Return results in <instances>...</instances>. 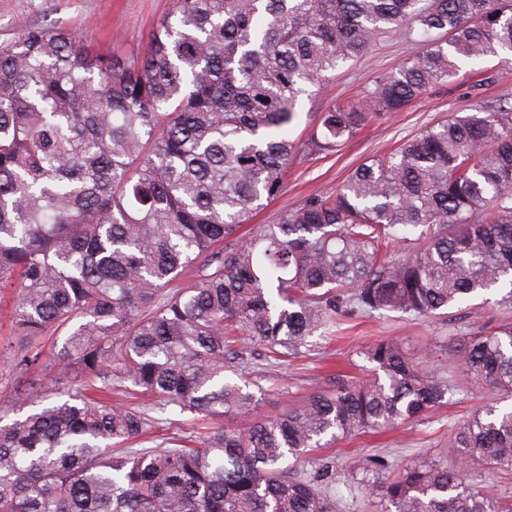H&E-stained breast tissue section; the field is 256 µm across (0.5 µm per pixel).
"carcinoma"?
<instances>
[{
	"mask_svg": "<svg viewBox=\"0 0 512 512\" xmlns=\"http://www.w3.org/2000/svg\"><path fill=\"white\" fill-rule=\"evenodd\" d=\"M393 37L420 51L292 136L303 97ZM509 53L512 0H173L143 51L38 26L0 47V293L19 339L0 375L61 341L50 402L0 418V512H336L333 463L298 475L311 452L416 421L465 384L511 398L512 322L460 338L456 382L432 348L380 340L367 377L273 418L239 372L338 317H431L491 290L512 306V106L453 114L245 228L292 167ZM170 406L206 422L196 446L123 447ZM477 469H512V405L458 425L448 464L400 471L383 512H512L471 488Z\"/></svg>",
	"mask_w": 512,
	"mask_h": 512,
	"instance_id": "1",
	"label": "carcinoma"
}]
</instances>
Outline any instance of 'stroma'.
Segmentation results:
<instances>
[{
	"mask_svg": "<svg viewBox=\"0 0 512 512\" xmlns=\"http://www.w3.org/2000/svg\"><path fill=\"white\" fill-rule=\"evenodd\" d=\"M170 0H0V47L31 26L65 30L86 45L117 51L145 48L153 30L170 10ZM410 44L398 38L384 40L357 60L348 62L315 98L305 101V115L297 127L304 134L314 116L347 97L358 96L380 73L394 70L414 54ZM505 101L512 104V65L498 61L484 67H462L453 87L430 89L406 110L373 124L348 141L336 155L295 167L285 194L264 206L252 218L256 224L276 223L281 213L312 193L335 191L360 164L389 153L420 129L436 124L454 112H472ZM473 299L462 307L427 318L400 312L340 317L331 337H309L298 357L273 364L254 360L249 372L257 385L262 415L273 417L297 405L311 392L327 387L331 375L361 377L367 363L361 351L369 344L389 339L406 353L420 345L434 344L448 352L461 336L477 332L511 315ZM490 399L483 386H466L455 404L437 406L426 417L378 436H359L335 447V494L343 512H380V494L397 470L430 459L445 460L448 434ZM359 462L353 479L343 471Z\"/></svg>",
	"mask_w": 512,
	"mask_h": 512,
	"instance_id": "obj_1",
	"label": "stroma"
}]
</instances>
